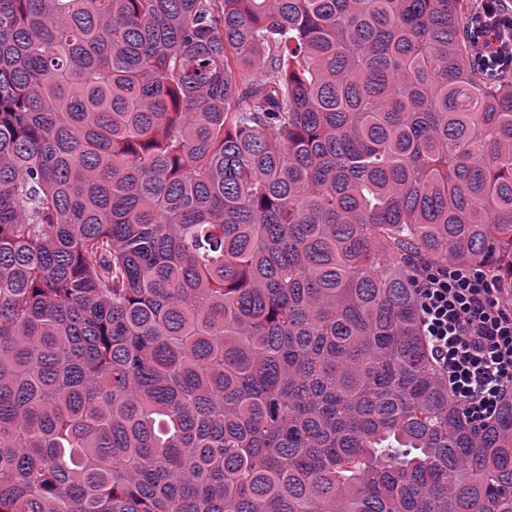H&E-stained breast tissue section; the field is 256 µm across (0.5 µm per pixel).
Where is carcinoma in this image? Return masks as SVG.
Instances as JSON below:
<instances>
[{"mask_svg": "<svg viewBox=\"0 0 512 512\" xmlns=\"http://www.w3.org/2000/svg\"><path fill=\"white\" fill-rule=\"evenodd\" d=\"M468 0H0V512H512L418 270L512 253Z\"/></svg>", "mask_w": 512, "mask_h": 512, "instance_id": "1", "label": "carcinoma"}]
</instances>
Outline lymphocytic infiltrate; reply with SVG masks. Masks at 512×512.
<instances>
[{
    "mask_svg": "<svg viewBox=\"0 0 512 512\" xmlns=\"http://www.w3.org/2000/svg\"><path fill=\"white\" fill-rule=\"evenodd\" d=\"M468 40L489 78L512 74V9L506 0H471ZM419 321L448 394L474 425L493 420L512 392V305L490 265L450 261L415 280Z\"/></svg>",
    "mask_w": 512,
    "mask_h": 512,
    "instance_id": "obj_1",
    "label": "lymphocytic infiltrate"
}]
</instances>
